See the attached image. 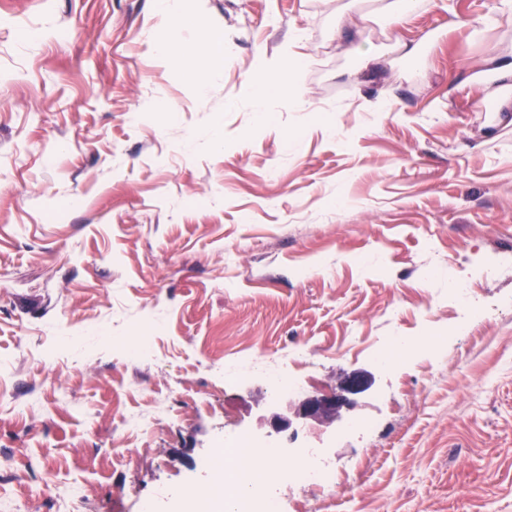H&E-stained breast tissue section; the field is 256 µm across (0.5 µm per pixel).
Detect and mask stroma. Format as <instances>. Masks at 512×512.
<instances>
[{
	"mask_svg": "<svg viewBox=\"0 0 512 512\" xmlns=\"http://www.w3.org/2000/svg\"><path fill=\"white\" fill-rule=\"evenodd\" d=\"M392 2L185 0L187 50L162 56L178 27L154 0H0V491L18 512H171L213 486L232 428L282 468L293 449L335 461L323 501L257 482L285 512H512V112L470 80L512 59V14L420 0L395 20ZM214 28L220 75L194 56ZM292 50L308 109L261 116L256 61ZM386 336L409 340L394 368L370 353ZM298 345L308 392L373 385L336 424L274 434L257 366ZM159 403L172 419L126 430Z\"/></svg>",
	"mask_w": 512,
	"mask_h": 512,
	"instance_id": "obj_1",
	"label": "stroma"
}]
</instances>
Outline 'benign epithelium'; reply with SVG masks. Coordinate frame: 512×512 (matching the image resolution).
Wrapping results in <instances>:
<instances>
[{"label":"benign epithelium","mask_w":512,"mask_h":512,"mask_svg":"<svg viewBox=\"0 0 512 512\" xmlns=\"http://www.w3.org/2000/svg\"><path fill=\"white\" fill-rule=\"evenodd\" d=\"M372 386V378L362 371L347 374L339 385V390L326 394H308L304 398L287 406V414H276L270 420V429L281 433L293 424V421L313 420L330 423L341 416L345 410L354 408L356 397L367 392Z\"/></svg>","instance_id":"obj_1"}]
</instances>
